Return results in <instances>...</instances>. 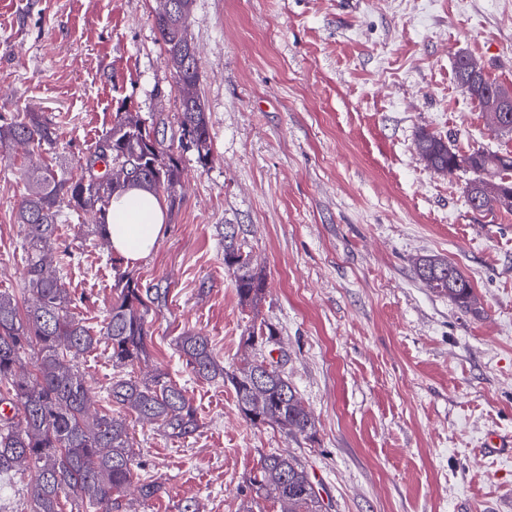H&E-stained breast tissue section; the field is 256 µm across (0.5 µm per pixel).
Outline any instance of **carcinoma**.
Masks as SVG:
<instances>
[{"label": "carcinoma", "mask_w": 512, "mask_h": 512, "mask_svg": "<svg viewBox=\"0 0 512 512\" xmlns=\"http://www.w3.org/2000/svg\"><path fill=\"white\" fill-rule=\"evenodd\" d=\"M190 13L181 24L154 21L165 52L166 66L178 75L181 97L177 120L179 140H187L202 165L212 161V140L204 102L197 91L200 81L196 47L188 46L182 29L189 27ZM55 132L37 112H26L0 123V148L51 144ZM417 151L428 167L451 176L470 160L474 181L495 184L512 192V155L473 149L461 155L429 133L417 138ZM28 192L17 207L18 223L25 228L24 281L31 298L20 314L14 295L0 292V384L8 385L0 397L17 410V416L0 413V477L24 464L37 469L27 490L30 512H64V500L74 497L95 512H121L122 497L138 483L144 501L161 490L156 481L138 478V449L134 448L124 411L136 419L154 423L172 439H182L199 428L196 409L185 391L168 374L156 372L145 378L124 374L148 357V318L159 307L161 294L141 288L134 273L123 268L124 259L112 256L115 271L112 305L105 318L112 368L107 393L117 413L88 416L91 388L75 359L90 352L99 339L71 314L77 298L63 280L64 258L58 224L61 213L91 212L96 224L87 235L109 239L106 224L112 197L131 187L176 199L182 162L172 149L164 148L145 121L133 112L115 114L112 128L85 157L82 172L73 178L64 170L33 165L24 173ZM479 210L512 214L502 195L482 193ZM224 269L234 277L240 301L257 307L266 294V278L252 265L245 239L224 225ZM416 273L422 284L448 298L466 313H479V298L471 281L448 258L428 255L417 259ZM277 341L268 322L248 331L245 340L251 357L228 372L214 354L210 339L187 330L175 339V350L194 374L228 382L238 410L253 425L276 426L286 435L308 434L315 420L302 397L281 367L264 368V349ZM35 354L33 370L23 355ZM251 502L272 500L278 512H324L323 500L306 467L288 453L261 457L249 478Z\"/></svg>", "instance_id": "cac0c4a2"}]
</instances>
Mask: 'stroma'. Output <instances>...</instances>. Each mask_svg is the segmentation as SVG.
<instances>
[{
  "label": "stroma",
  "mask_w": 512,
  "mask_h": 512,
  "mask_svg": "<svg viewBox=\"0 0 512 512\" xmlns=\"http://www.w3.org/2000/svg\"><path fill=\"white\" fill-rule=\"evenodd\" d=\"M159 0H0V116L39 112L53 144L0 154V291L24 301L16 208L35 161L79 173L118 112L138 113L184 176L151 253L132 271L165 305L149 324L148 367L191 398L186 439L132 422L140 476L159 496L127 512H242L262 455L288 452L327 512H512V458L486 454L512 436V214L477 211L471 173L448 177L416 151L426 131L465 152L512 153L462 90L458 56L512 88V0H194L190 32L214 158L180 145L179 89L153 25ZM65 213V271L84 294L72 314L102 336L112 304L109 252ZM234 225L266 277L255 308L224 269ZM447 256L483 316L418 279L415 258ZM269 322L283 369L315 417L286 436L240 415L230 384L197 377L174 339L203 332L226 370L251 325ZM110 412L104 348L79 360Z\"/></svg>",
  "instance_id": "stroma-1"
}]
</instances>
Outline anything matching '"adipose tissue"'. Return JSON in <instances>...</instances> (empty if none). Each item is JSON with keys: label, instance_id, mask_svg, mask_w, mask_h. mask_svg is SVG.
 <instances>
[{"label": "adipose tissue", "instance_id": "adipose-tissue-1", "mask_svg": "<svg viewBox=\"0 0 512 512\" xmlns=\"http://www.w3.org/2000/svg\"><path fill=\"white\" fill-rule=\"evenodd\" d=\"M106 220L113 252L132 264L153 249L165 212L154 193L133 187L113 199Z\"/></svg>", "mask_w": 512, "mask_h": 512}]
</instances>
